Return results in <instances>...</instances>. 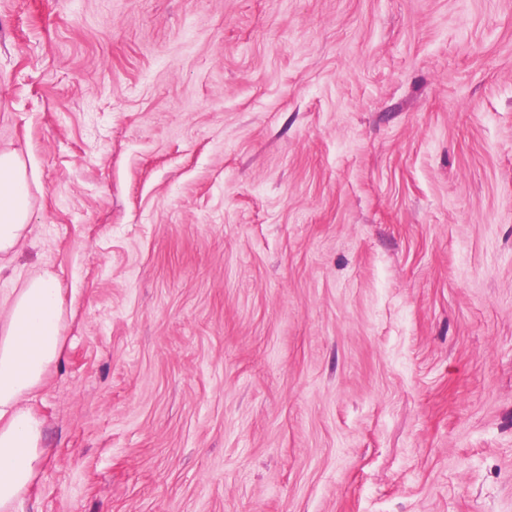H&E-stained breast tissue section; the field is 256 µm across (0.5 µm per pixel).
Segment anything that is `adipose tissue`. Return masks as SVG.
I'll return each mask as SVG.
<instances>
[{"label": "adipose tissue", "instance_id": "1", "mask_svg": "<svg viewBox=\"0 0 512 512\" xmlns=\"http://www.w3.org/2000/svg\"><path fill=\"white\" fill-rule=\"evenodd\" d=\"M27 165L0 152V254L31 230ZM0 512H16L45 453L42 420L26 405L48 370L64 357L63 300L53 275L31 276L0 301Z\"/></svg>", "mask_w": 512, "mask_h": 512}]
</instances>
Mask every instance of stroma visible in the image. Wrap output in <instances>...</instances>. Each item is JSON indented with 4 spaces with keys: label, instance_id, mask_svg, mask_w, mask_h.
I'll list each match as a JSON object with an SVG mask.
<instances>
[{
    "label": "stroma",
    "instance_id": "1",
    "mask_svg": "<svg viewBox=\"0 0 512 512\" xmlns=\"http://www.w3.org/2000/svg\"><path fill=\"white\" fill-rule=\"evenodd\" d=\"M0 150L24 512H512V0H0ZM26 162L14 151L0 152V254L11 253L31 232ZM2 309L0 511L18 512L46 450L43 421L25 400L64 357L61 288L48 272L33 275L0 301Z\"/></svg>",
    "mask_w": 512,
    "mask_h": 512
}]
</instances>
